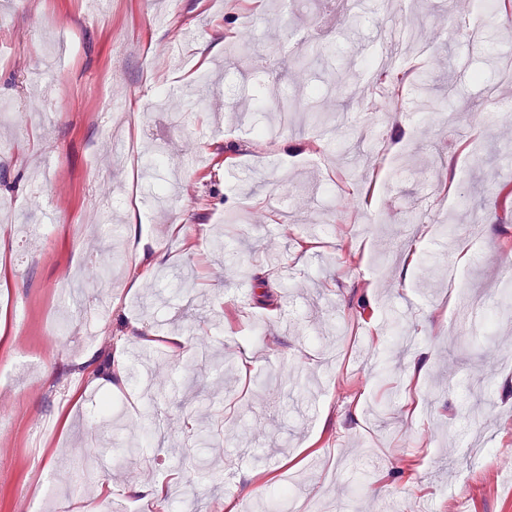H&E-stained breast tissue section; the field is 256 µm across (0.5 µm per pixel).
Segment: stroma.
I'll return each mask as SVG.
<instances>
[{
	"label": "stroma",
	"instance_id": "stroma-1",
	"mask_svg": "<svg viewBox=\"0 0 512 512\" xmlns=\"http://www.w3.org/2000/svg\"><path fill=\"white\" fill-rule=\"evenodd\" d=\"M443 5L104 0L92 15L87 0H0V370L15 394L0 419V512H109L66 465L91 448L128 473L111 500L125 512H155L138 485L168 487L167 512L188 496L199 512L228 498L242 512L261 500L452 512L463 498L512 512V484L491 478L512 449V289L497 266L512 251V141L497 135L512 79L489 58H512V21L473 13L472 39L435 26ZM168 10L174 25L155 26ZM188 22L199 38L168 60ZM394 28L427 47L407 69L438 87L454 72L469 105L454 125L416 111L408 83L396 122L370 105L339 111L336 74L363 75ZM236 43L252 56L230 58ZM203 76L223 112L158 106ZM258 97L304 109L282 128ZM336 128L381 159L347 170L327 140ZM184 148L197 167H181ZM109 180L119 190L95 211ZM147 184L167 203L144 198ZM255 210L287 214L293 235L249 222L213 251L212 228ZM401 314L405 345L387 328ZM173 335L186 344L164 377L137 370L136 346L162 352ZM225 351L254 359L249 380L216 367ZM106 358L123 378L107 379ZM106 396L121 429L99 426ZM151 398L166 438L129 419ZM198 425L209 447L195 446Z\"/></svg>",
	"mask_w": 512,
	"mask_h": 512
}]
</instances>
